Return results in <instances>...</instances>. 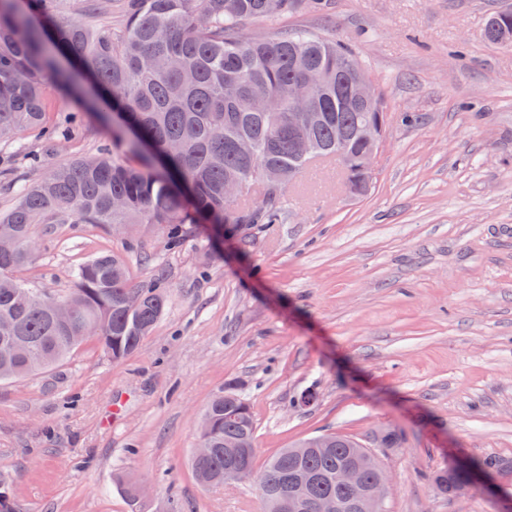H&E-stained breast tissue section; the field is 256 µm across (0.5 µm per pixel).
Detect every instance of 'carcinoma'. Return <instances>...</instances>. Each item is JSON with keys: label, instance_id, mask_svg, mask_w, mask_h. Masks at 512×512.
<instances>
[{"label": "carcinoma", "instance_id": "cac0c4a2", "mask_svg": "<svg viewBox=\"0 0 512 512\" xmlns=\"http://www.w3.org/2000/svg\"><path fill=\"white\" fill-rule=\"evenodd\" d=\"M87 18L66 15L58 0H0V143L41 126L42 78L56 74L67 87L69 58L97 98L127 114L129 127L112 130V149L91 158L58 162L39 179L17 188L18 200L0 212V383L42 373L94 340L118 362L133 352L165 315L167 289L156 279L137 283L124 257L98 253L75 267L71 288L56 295L31 287L15 272L33 258L34 224H105L126 233L130 224L159 226L164 246H182L188 224H275L284 187L321 161L333 160L348 186L367 192L372 171L363 166L369 146L359 137L368 123L382 136L387 110L382 95L362 111L336 94V73L359 67L340 43L295 29L264 39L242 33L253 20H274L298 0H85ZM485 38L512 45V11L489 17ZM319 69L328 85L317 92L324 118L311 131V154L296 153L288 127V82ZM91 116L83 107L71 126L46 130L53 143L67 139ZM346 134L341 154L336 137ZM247 141L251 153L240 152ZM245 187L237 201L224 198V182ZM199 435L209 452L191 457L205 488L224 485L227 447L246 453L254 467L256 425L247 400L233 390L215 394ZM285 448L250 480L262 512H319L325 497L340 512H358L355 492L338 473L366 464L372 484L380 462L365 463L369 449L329 434ZM455 494L468 488L456 465L436 478Z\"/></svg>", "mask_w": 512, "mask_h": 512}]
</instances>
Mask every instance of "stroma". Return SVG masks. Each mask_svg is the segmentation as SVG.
<instances>
[{
	"label": "stroma",
	"instance_id": "stroma-1",
	"mask_svg": "<svg viewBox=\"0 0 512 512\" xmlns=\"http://www.w3.org/2000/svg\"><path fill=\"white\" fill-rule=\"evenodd\" d=\"M512 0H331L247 37L290 28L348 46L382 94L389 128L364 195L326 172L287 187L278 223L183 245L99 224H36L19 276L53 294L88 256L122 254L163 279L164 317L120 362L95 342L50 371L0 383V488L14 512H260L245 483L202 489L189 459L203 409L238 390L257 465L322 434L353 438L392 475L384 512H512V48L484 37ZM43 127L95 97L81 75L43 83ZM42 129L0 144V208L47 164L95 156L112 135ZM120 413H113L115 402ZM499 460L489 486L437 491L450 462ZM147 484L131 500L124 483Z\"/></svg>",
	"mask_w": 512,
	"mask_h": 512
}]
</instances>
